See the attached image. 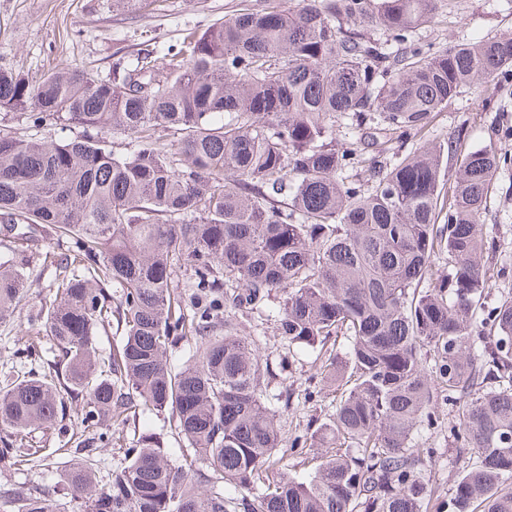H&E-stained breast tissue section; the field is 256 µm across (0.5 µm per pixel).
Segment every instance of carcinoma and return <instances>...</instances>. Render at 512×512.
<instances>
[{"instance_id":"cac0c4a2","label":"carcinoma","mask_w":512,"mask_h":512,"mask_svg":"<svg viewBox=\"0 0 512 512\" xmlns=\"http://www.w3.org/2000/svg\"><path fill=\"white\" fill-rule=\"evenodd\" d=\"M443 7L268 0L189 34L163 67L143 49L107 78L61 68L34 87L0 69L1 108L82 128L0 136V319L30 267L54 274L30 367L0 388V469L69 414L105 447L164 411L191 452L174 460L163 434L140 431L101 484L92 449H74L59 478L83 512H427L415 433L448 402L450 437L472 455L448 509L512 512V299L486 303L480 225L508 157L428 129L462 89L512 82V36L433 51L419 36ZM115 133L133 148L116 151ZM396 133L414 149L372 156L360 179L366 147ZM43 224L66 251L42 243ZM274 293L285 345L346 341L319 368L341 390L332 419L288 448L265 398L276 373L230 319L263 314ZM112 329L122 340L104 354ZM300 447L320 464L296 479L282 462ZM0 508L66 512L35 482L1 490Z\"/></svg>"}]
</instances>
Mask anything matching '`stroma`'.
Masks as SVG:
<instances>
[{
    "label": "stroma",
    "instance_id": "stroma-1",
    "mask_svg": "<svg viewBox=\"0 0 512 512\" xmlns=\"http://www.w3.org/2000/svg\"><path fill=\"white\" fill-rule=\"evenodd\" d=\"M266 0H153L149 7L116 10L112 0H0V68L22 74L30 84H38L45 75L72 67L108 75L115 63L136 58L141 48L150 46L165 53L168 46L179 44L192 31H202L216 20L230 18L240 10L258 9ZM512 33V6L506 0H447L441 21L423 32L424 43L450 46L475 38ZM464 137L463 146L479 149L494 146L498 153L512 158V109L491 111L483 87L463 90L451 101L447 111L433 122L434 136L455 134ZM74 128L47 124L29 126L16 111L0 108V136L25 135L35 139L68 140L76 136ZM482 227L498 245L485 268L495 286L488 294V304L501 296L512 297V278L500 279L503 265L512 266V168L501 172L495 182L487 207L481 216ZM26 298L10 317L0 319V386L17 351L28 336V321L34 318L52 281L50 271L34 267L28 272ZM323 359L312 351L298 352L289 362L292 377L275 378L269 394L289 392L288 408L277 409L276 423L284 441L312 432L331 419L335 406L333 389H320L314 376ZM455 407L442 408V421L421 430L414 444L432 449L428 476L434 496L428 506L436 512L448 497L457 474L467 458L448 437V423ZM84 438L82 427L74 419H65L62 429L38 430L28 441L34 453L28 462L7 471L0 470V489L39 481L45 494L66 502L68 512H77V502L68 501L57 482L64 466L58 453L61 440L78 444Z\"/></svg>",
    "mask_w": 512,
    "mask_h": 512
}]
</instances>
